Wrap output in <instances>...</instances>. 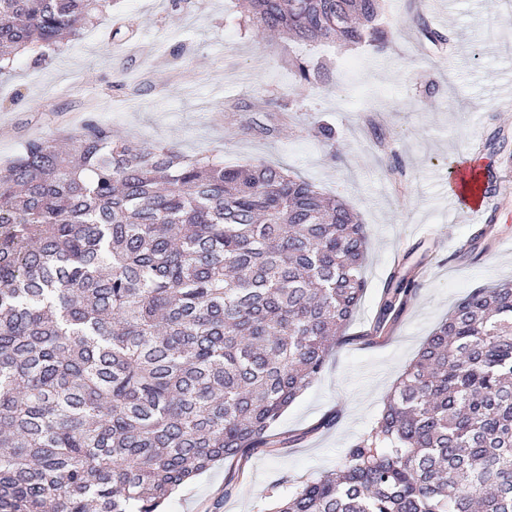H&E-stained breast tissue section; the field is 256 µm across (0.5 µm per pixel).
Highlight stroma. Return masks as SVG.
<instances>
[{"mask_svg": "<svg viewBox=\"0 0 512 512\" xmlns=\"http://www.w3.org/2000/svg\"><path fill=\"white\" fill-rule=\"evenodd\" d=\"M227 0H118L54 60L21 54L0 75V164L31 138L64 134L88 117L143 145H166L234 164L288 169L347 201L368 230L367 290L345 337L272 428L278 443L221 461L181 485L164 512H268L289 487L336 470L371 428L386 395L458 300L512 278V159L485 147L494 130L512 136V15L504 0H456L437 27L448 46L417 35L406 0H384L385 51L367 42L325 50V74L299 83L293 62L312 47L241 35L226 22ZM132 19L131 41L151 46L130 57L112 41L116 14ZM123 89H116L117 79ZM288 100L287 119L259 111ZM333 125L337 149L314 135ZM273 127L265 134L261 125ZM474 156L497 174L487 216L490 238L469 249L473 226L448 213V178ZM399 160L403 174L386 173ZM425 271L404 310L372 335L382 286L398 258Z\"/></svg>", "mask_w": 512, "mask_h": 512, "instance_id": "stroma-1", "label": "stroma"}]
</instances>
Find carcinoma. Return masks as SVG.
<instances>
[{
    "instance_id": "carcinoma-1",
    "label": "carcinoma",
    "mask_w": 512,
    "mask_h": 512,
    "mask_svg": "<svg viewBox=\"0 0 512 512\" xmlns=\"http://www.w3.org/2000/svg\"><path fill=\"white\" fill-rule=\"evenodd\" d=\"M111 2L0 0V75ZM230 2L254 37L386 47L384 0ZM68 140H27L0 169V512H158L214 463L276 445L354 321L368 233L281 167L138 145L97 119ZM414 286L394 268L372 333ZM274 512H512V280L464 296L341 467Z\"/></svg>"
}]
</instances>
